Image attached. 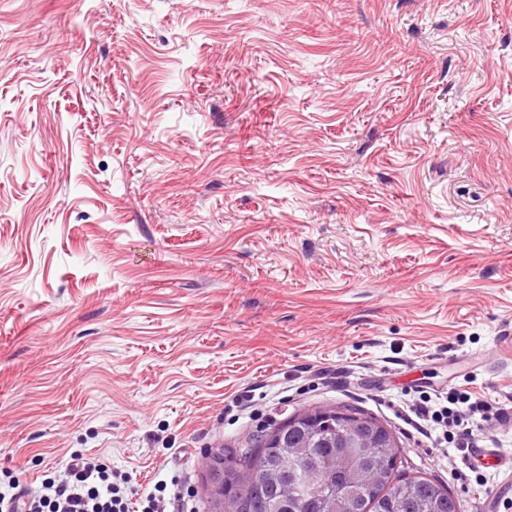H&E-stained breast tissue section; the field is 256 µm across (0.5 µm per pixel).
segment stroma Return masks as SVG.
Instances as JSON below:
<instances>
[{
    "label": "stroma",
    "instance_id": "obj_1",
    "mask_svg": "<svg viewBox=\"0 0 512 512\" xmlns=\"http://www.w3.org/2000/svg\"><path fill=\"white\" fill-rule=\"evenodd\" d=\"M512 407V0H0V483L71 455L211 512L205 455Z\"/></svg>",
    "mask_w": 512,
    "mask_h": 512
}]
</instances>
